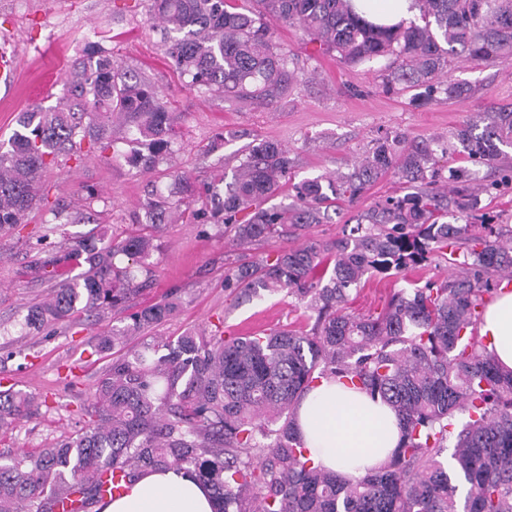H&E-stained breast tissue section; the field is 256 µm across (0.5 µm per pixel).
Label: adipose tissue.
<instances>
[{"mask_svg":"<svg viewBox=\"0 0 512 512\" xmlns=\"http://www.w3.org/2000/svg\"><path fill=\"white\" fill-rule=\"evenodd\" d=\"M360 16L378 25L413 21L414 0H352ZM481 335L499 364L512 370V292L486 307ZM300 427L307 458L316 466L362 476L378 468L400 438L398 418L381 400L338 382L321 381L304 397ZM102 512H213V502L191 477L170 470L142 477Z\"/></svg>","mask_w":512,"mask_h":512,"instance_id":"ef3b65f1","label":"adipose tissue"}]
</instances>
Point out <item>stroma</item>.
<instances>
[{"label": "stroma", "instance_id": "35a3bbf8", "mask_svg": "<svg viewBox=\"0 0 512 512\" xmlns=\"http://www.w3.org/2000/svg\"><path fill=\"white\" fill-rule=\"evenodd\" d=\"M148 0H0V32L14 36L10 44L21 81L9 104L0 106V143L17 128L23 112L55 104L60 80L84 44L103 40L123 67L151 83L167 101L177 121V137L164 168L146 173L125 160L133 148L131 127L112 121V152L89 154L82 162L60 160L44 173L50 201L68 209L92 208L93 224L54 221L44 209L31 211L13 229L0 230V387H14L48 403L16 419L0 436V451L26 454L49 447L83 424L80 407L101 372L121 349L101 354L89 341L99 333L126 326L131 311L177 295L180 311L148 329V336L174 339L193 331L208 336L254 335L288 325L304 324V302L287 292H260L239 304L224 290V273L239 249L220 224H194L191 209L180 205L175 220L155 230L156 250L151 271H137L148 285L132 299L128 310H108L80 325H56L24 335L20 323L29 306L45 300L56 280L39 275L37 264L49 252L69 246L72 238L93 237L102 229L127 236L141 232L144 204L151 191L169 194L168 170L193 181H213L217 170L233 175L236 153L256 139H270L287 147L293 160L292 182L272 197V204L291 202L294 183L320 175L351 171L379 137L401 134L426 141L434 150L452 141L462 124L475 123L492 106L512 105V58L491 65L455 61L442 81L465 82L471 97L458 100L437 94L424 104L418 89L384 86L381 61L344 67L305 44L300 32L278 26L275 39L290 49L294 67L307 76L277 105L234 104L187 86L165 56L161 34L149 20ZM53 80L50 94L39 91ZM223 148L207 153L217 137ZM403 186L385 175L367 186L361 197L330 223L310 228L306 236L329 242L344 225L356 224L375 202L402 194ZM402 275L373 274L352 291L351 308L359 314L380 309L390 293L404 287ZM80 378L66 388L65 377Z\"/></svg>", "mask_w": 512, "mask_h": 512}]
</instances>
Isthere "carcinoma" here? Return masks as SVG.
Wrapping results in <instances>:
<instances>
[{
	"instance_id": "cac0c4a2",
	"label": "carcinoma",
	"mask_w": 512,
	"mask_h": 512,
	"mask_svg": "<svg viewBox=\"0 0 512 512\" xmlns=\"http://www.w3.org/2000/svg\"><path fill=\"white\" fill-rule=\"evenodd\" d=\"M150 0L151 19L167 35V57L187 84L232 102L271 105L298 81L290 51L273 39L271 22L301 31L317 51L342 66L387 61L390 81L465 99L471 87L438 85L455 59L487 65L512 57V0H414L420 21L392 27L361 17L350 0ZM134 126L127 160L157 170L176 135L173 114L151 84L123 71L98 41L85 44L62 95L19 122L0 146V229L21 223L39 200L37 187L64 157L77 162L111 148L112 115ZM483 130L463 124L455 137L464 159L497 166L512 145V108L491 107ZM392 173L410 191L390 196L343 228L332 242L307 240L275 255L244 253L225 272L224 288L248 301L259 290H288L306 299L310 330L252 336L186 333L143 343L106 368L81 408L85 426L31 455L0 452V512H82L102 502V476L129 492L147 471L182 470L198 479L215 512H512V372L502 371L479 335L482 296L512 274V246L493 226L473 223L481 195L512 182V169L481 186L464 165L439 166L424 141L385 135L352 172L294 185L287 205L261 203L292 178L288 150L272 140L243 149L233 180L197 188L169 173L171 196L146 201L150 225L165 223L179 196L200 204L196 219L233 226L248 247L286 228L305 231L352 205L366 187ZM63 224L93 221L66 214ZM453 218L450 223L447 218ZM154 251L147 235L78 239L44 261V274L87 265L51 297L28 308L32 332L124 305L145 283L134 267ZM448 260L441 282L406 279L381 312L349 311L350 293L367 274L412 272L429 257ZM125 258L127 263L118 265ZM180 306L176 296L131 315L132 324L95 338L101 352L160 324ZM336 381L388 405L401 440L376 470L361 477L325 471L306 459L297 409L319 382ZM34 399L0 390V430L29 413ZM453 440V466L442 461ZM468 486L459 502V484Z\"/></svg>"
}]
</instances>
